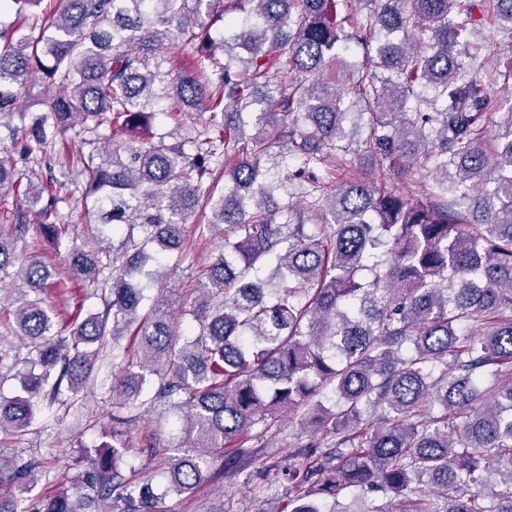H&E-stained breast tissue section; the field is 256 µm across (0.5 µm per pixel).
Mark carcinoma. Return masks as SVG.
<instances>
[{"mask_svg": "<svg viewBox=\"0 0 512 512\" xmlns=\"http://www.w3.org/2000/svg\"><path fill=\"white\" fill-rule=\"evenodd\" d=\"M0 0V118L24 102L38 114L12 130L21 156L47 153L69 133L97 134L106 114L127 139L83 163L89 223L100 241L123 228L140 242L112 248V283H99L103 250L73 249L68 272L101 284L105 309L57 327L38 296L52 270L26 245L28 225L0 226V275L12 276L14 324L0 332V385L20 365L22 394L0 397V434L21 436L37 411L94 383L97 363L125 372L124 400L180 413L183 439L165 456L167 482L125 477L134 451L112 429L84 449L85 470L53 492L30 493L42 468L0 456V512H164L169 493H191L256 463L283 411L313 434L276 468L283 502L261 512H512V102L487 145L486 86L469 75L477 20L512 38V0H224L231 45L211 33L212 0ZM197 54L196 73H161L151 60L171 42ZM373 51L358 66L337 49ZM59 92L33 99V77ZM162 101L210 113L214 138L194 153L144 134ZM392 174L433 160L434 190L397 194L387 180L320 174L324 148L358 134ZM224 193L214 196L216 144ZM300 160L319 223L287 204L269 208L275 146ZM0 156V197L18 192ZM21 205L59 247L52 183L29 182ZM224 225L179 333L172 290L157 283L161 256L180 249L196 210ZM479 329H465L468 322ZM138 338L123 359V336ZM27 356H20V347ZM153 395L140 400L144 385Z\"/></svg>", "mask_w": 512, "mask_h": 512, "instance_id": "obj_1", "label": "carcinoma"}]
</instances>
